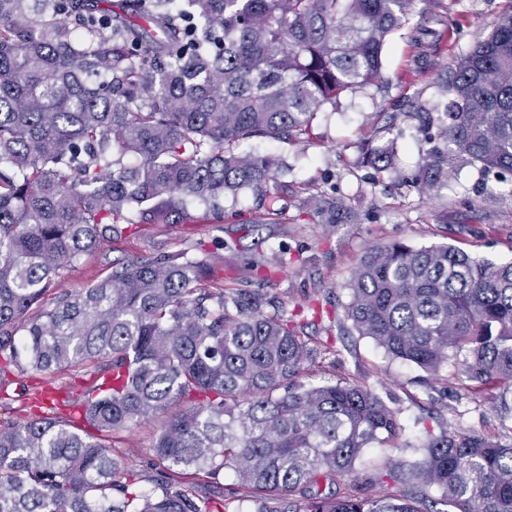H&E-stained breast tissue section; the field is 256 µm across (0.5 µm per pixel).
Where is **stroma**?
Listing matches in <instances>:
<instances>
[{
	"label": "stroma",
	"instance_id": "stroma-1",
	"mask_svg": "<svg viewBox=\"0 0 512 512\" xmlns=\"http://www.w3.org/2000/svg\"><path fill=\"white\" fill-rule=\"evenodd\" d=\"M445 22H437L427 0H417L410 21L388 39L382 55L381 89L347 93L316 113L312 135L302 141L257 138L250 152L281 157L279 216L269 224H153L127 242H102L92 256L63 272L57 290L75 292L107 275L129 256L182 252L208 257L231 287L257 290L272 309L292 313L310 305L335 312L315 319L302 334L318 356L309 379H358L391 408L403 431L397 447L373 446L357 463L354 487L375 496L373 481L386 465L407 467L424 454L431 437L469 433L512 444V384L484 391L468 389L445 367L431 376L414 364L389 357L371 338L359 335L345 317L349 283L362 256L375 245L401 241L414 247L445 243L471 256L512 262V175H487L460 164L448 181L430 190L413 182L432 147L410 109L439 99V85L455 56L468 52L491 31V23L512 0H444ZM427 29L428 60L418 68L412 29ZM393 146V169L377 172L364 156L369 142ZM317 203L305 207L308 198ZM284 254L287 262L269 276L258 264ZM156 432L145 424L112 437L114 455L138 468L150 463Z\"/></svg>",
	"mask_w": 512,
	"mask_h": 512
}]
</instances>
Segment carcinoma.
<instances>
[{
    "label": "carcinoma",
    "mask_w": 512,
    "mask_h": 512,
    "mask_svg": "<svg viewBox=\"0 0 512 512\" xmlns=\"http://www.w3.org/2000/svg\"><path fill=\"white\" fill-rule=\"evenodd\" d=\"M92 2L86 45L30 0H0V407L29 373L83 379L0 424V512H512V445L476 434L442 433L386 473L439 489V509L333 490L364 449L398 439L396 414L360 382L304 381L315 352L298 323L219 284L205 259L140 255L53 294L104 240L224 223L228 192L278 215L283 162L242 146L309 137L341 94L379 86L414 0ZM99 72L105 82L86 80ZM413 113L447 143L419 188L460 161L512 173V10ZM114 144L135 161L112 159ZM345 317L394 359L431 373L456 361L472 390L512 382V263L374 246ZM151 419L150 471L134 472L112 433Z\"/></svg>",
    "instance_id": "obj_1"
}]
</instances>
